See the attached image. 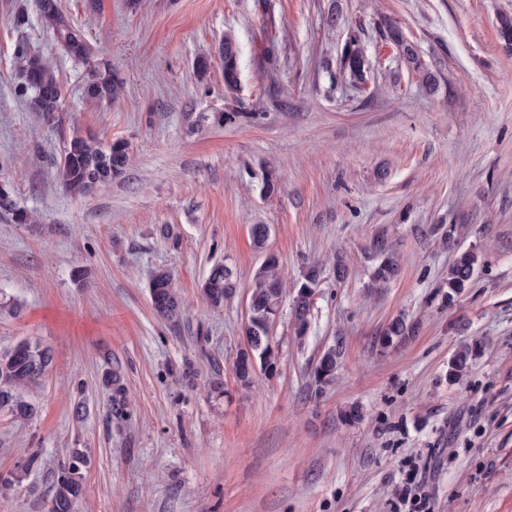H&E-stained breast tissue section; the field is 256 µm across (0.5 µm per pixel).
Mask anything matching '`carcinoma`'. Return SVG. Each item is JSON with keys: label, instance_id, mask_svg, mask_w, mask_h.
Wrapping results in <instances>:
<instances>
[{"label": "carcinoma", "instance_id": "cac0c4a2", "mask_svg": "<svg viewBox=\"0 0 512 512\" xmlns=\"http://www.w3.org/2000/svg\"><path fill=\"white\" fill-rule=\"evenodd\" d=\"M39 12L43 24L52 30L65 53L89 66L86 97L97 102L120 99L125 89L124 79L104 61L91 64V60L95 59L93 50L83 35L65 19L60 0H39ZM386 37L398 48L400 58L412 70L421 74L423 82L429 88H435L436 77L422 67L417 49L405 40L399 28L393 24L388 25ZM219 54L224 60V88L234 93L239 86V65L237 45L232 35H224ZM339 74L353 87L366 83L365 58L355 34L343 46ZM22 79V89L33 91L29 97L30 110L47 119L55 118V113L60 110L61 87L52 67L41 59L30 58L22 70ZM129 162L130 153L125 142L115 141L104 147L91 137L74 133L66 141L56 170L59 181L68 192L86 196L121 176ZM370 252L375 260L371 287L382 288L398 272L396 254L382 237L373 241ZM480 263V255L474 248L456 256L448 267V303H453L470 288ZM320 271V267L311 266L293 283L295 334L300 339L306 335L309 326L308 316ZM283 284L279 258L274 254L267 255L252 279L250 315L244 334L254 338L255 343L240 350L237 361L241 364L255 362L270 372L277 368L278 354L270 345L266 331L279 312ZM201 290L208 304L219 309L235 292L233 274L224 273V264L218 262L209 270ZM149 292L157 314L170 325H179L182 310L171 275L164 270L154 272L149 281ZM413 332V325L407 323L405 318H399L376 337V350L385 354ZM483 351L484 344L480 340L462 345L448 361V381L458 383L463 380ZM341 353L342 342L339 340L324 350L312 373L315 387L319 388L332 380ZM50 364L49 351L27 340L0 351V411L18 421L32 417L35 406L28 397L29 390L40 383ZM100 384L109 393L112 412H123L127 402L121 375L107 371L102 375ZM87 464L84 452L72 448L67 461L51 471L47 512H74L75 504L83 495V470Z\"/></svg>", "mask_w": 512, "mask_h": 512}]
</instances>
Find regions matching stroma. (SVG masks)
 <instances>
[{
	"mask_svg": "<svg viewBox=\"0 0 512 512\" xmlns=\"http://www.w3.org/2000/svg\"><path fill=\"white\" fill-rule=\"evenodd\" d=\"M36 2L0 0V188L35 217L0 209V350L29 340L52 364L31 419L0 412V473L17 476L0 512H46L49 473L71 448L89 457L75 512H395L409 482L433 512H512V47L500 36L512 0H60L124 78L112 103L85 98L87 67ZM391 22L435 88L385 39ZM228 32L231 96L216 51ZM353 33L361 89L339 76ZM30 56L62 86L58 120L24 104ZM75 132L131 154L86 197L56 176ZM255 224L270 228L265 249ZM448 224L467 232L443 242ZM380 236L399 272L373 288ZM472 246L482 263L448 301V267ZM269 251L291 281L321 265V285L301 339L284 296L278 369L246 390L234 363ZM217 261L236 291L214 311L200 285ZM158 269L181 299L179 326L153 309ZM401 315L413 335L379 354L375 337ZM475 338L483 356L449 383L450 357ZM338 340L334 378L316 390L315 364ZM110 369L127 391L120 419L100 387ZM353 406L359 419L344 422ZM219 54L224 60V88L234 93L239 86V65L237 45L231 34L224 35V42L219 46Z\"/></svg>",
	"mask_w": 512,
	"mask_h": 512,
	"instance_id": "stroma-1",
	"label": "stroma"
}]
</instances>
